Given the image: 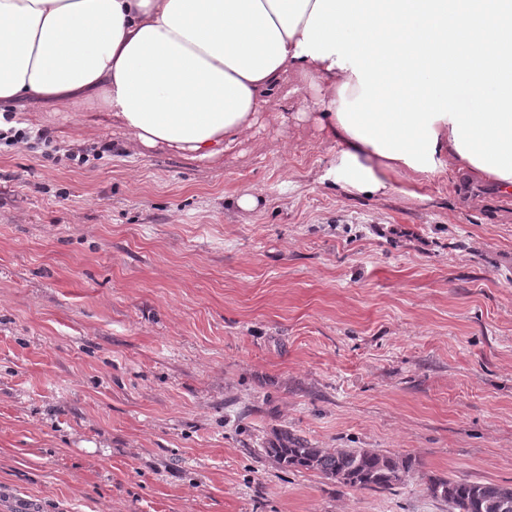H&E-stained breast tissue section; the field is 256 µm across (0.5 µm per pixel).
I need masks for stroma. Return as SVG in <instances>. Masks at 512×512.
I'll use <instances>...</instances> for the list:
<instances>
[{"label": "stroma", "mask_w": 512, "mask_h": 512, "mask_svg": "<svg viewBox=\"0 0 512 512\" xmlns=\"http://www.w3.org/2000/svg\"><path fill=\"white\" fill-rule=\"evenodd\" d=\"M16 118L104 153L0 143V512H452L430 478L512 485V194L462 171L349 198L319 181L335 145L271 116L214 164ZM282 429L421 467L343 487L266 457Z\"/></svg>", "instance_id": "35a3bbf8"}]
</instances>
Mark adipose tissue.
<instances>
[{"label": "adipose tissue", "mask_w": 512, "mask_h": 512, "mask_svg": "<svg viewBox=\"0 0 512 512\" xmlns=\"http://www.w3.org/2000/svg\"><path fill=\"white\" fill-rule=\"evenodd\" d=\"M290 74L336 145L321 183L512 191V0H0V105L105 113L134 154L218 161Z\"/></svg>", "instance_id": "adipose-tissue-1"}]
</instances>
